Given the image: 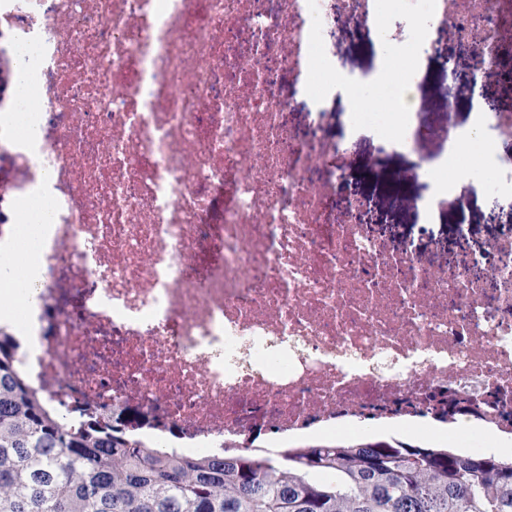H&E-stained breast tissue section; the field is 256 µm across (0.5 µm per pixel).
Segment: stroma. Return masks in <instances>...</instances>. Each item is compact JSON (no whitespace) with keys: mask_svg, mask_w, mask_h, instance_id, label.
<instances>
[{"mask_svg":"<svg viewBox=\"0 0 512 512\" xmlns=\"http://www.w3.org/2000/svg\"><path fill=\"white\" fill-rule=\"evenodd\" d=\"M384 51L380 37H372L360 45L355 33L348 28L336 35V67L349 76L357 77L375 71V62ZM390 72L379 79L377 86L362 85L337 91L326 104V119L336 138L344 140L354 150L351 173L343 184L344 192H356L368 198L371 209L384 219L385 230L393 227L419 225L420 214L406 206H397L392 196L380 192L379 183L389 174H405L404 192L427 197L432 191L428 179L417 176L420 156L444 151L449 139L459 137L470 121L473 98L494 101L500 108L512 110V49H503L496 71L482 79L479 89H471L464 72H450L436 55L410 48L407 55L390 57ZM419 76L420 106L411 117L414 127H424L430 111L449 113L450 119L435 136L422 140L415 153L403 155L390 144L392 130L378 127L371 121L355 122L357 112H389L395 105L402 77ZM448 203L438 209L436 220L449 234L446 248L459 249L463 244L478 246L498 238L512 237V206H493L486 160L479 151L468 148L460 162H449ZM469 225V242L456 238L453 228Z\"/></svg>","mask_w":512,"mask_h":512,"instance_id":"stroma-1","label":"stroma"}]
</instances>
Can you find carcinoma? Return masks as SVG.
<instances>
[{
    "mask_svg": "<svg viewBox=\"0 0 512 512\" xmlns=\"http://www.w3.org/2000/svg\"><path fill=\"white\" fill-rule=\"evenodd\" d=\"M17 349L0 336V512H512V457L378 438L188 459L47 407Z\"/></svg>",
    "mask_w": 512,
    "mask_h": 512,
    "instance_id": "obj_1",
    "label": "carcinoma"
}]
</instances>
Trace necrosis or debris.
Masks as SVG:
<instances>
[{"label": "necrosis or debris", "instance_id": "4bbe7bcc", "mask_svg": "<svg viewBox=\"0 0 512 512\" xmlns=\"http://www.w3.org/2000/svg\"><path fill=\"white\" fill-rule=\"evenodd\" d=\"M391 53L453 33L495 68L512 0H0V117L36 110L34 149L0 121V281L38 319V385L155 445L278 458L322 438L477 427L512 445V240L478 252L360 223L352 152L322 110L340 27ZM37 60L33 97L20 73ZM309 95L305 116L296 102ZM408 84L396 149L411 128ZM50 185L24 236L20 199Z\"/></svg>", "mask_w": 512, "mask_h": 512}]
</instances>
